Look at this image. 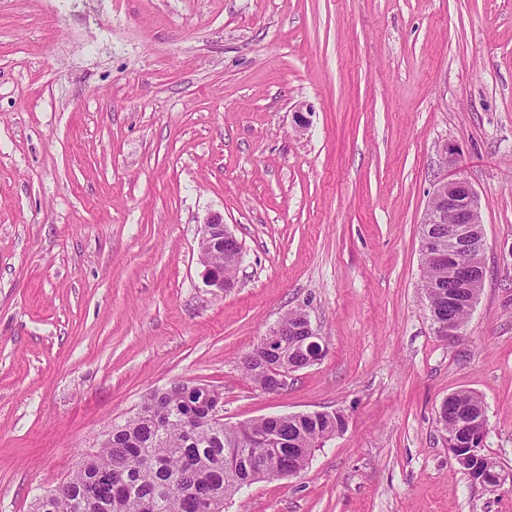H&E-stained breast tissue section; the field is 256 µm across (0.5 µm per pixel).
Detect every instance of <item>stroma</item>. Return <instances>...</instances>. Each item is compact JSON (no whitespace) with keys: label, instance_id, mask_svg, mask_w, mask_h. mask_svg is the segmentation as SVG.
<instances>
[{"label":"stroma","instance_id":"35a3bbf8","mask_svg":"<svg viewBox=\"0 0 512 512\" xmlns=\"http://www.w3.org/2000/svg\"><path fill=\"white\" fill-rule=\"evenodd\" d=\"M449 143L487 241L454 343L420 239ZM212 213L243 246L223 290ZM505 244L512 0H0V512L179 380L220 387L231 424L347 419L224 512H512V479L472 482L437 421L477 392L512 471ZM298 308L325 352L263 393L240 360ZM236 242L238 240L228 229L227 225L224 224V218L221 214H211L203 222L198 241L199 260L206 268V280L210 287L224 289L233 286L238 270L235 262L239 260L242 251L237 252L234 255L235 262H231L226 257L224 258L223 248L215 250L211 258L217 265H223L224 262V269L217 268L211 261L209 254L222 243L226 246L227 251L231 253L235 248ZM459 408L472 409L475 411L485 410L482 398L469 390H459L454 393L452 400L448 401L442 412L439 411V423L441 426L445 422L448 426V433L453 431L452 417Z\"/></svg>","mask_w":512,"mask_h":512}]
</instances>
